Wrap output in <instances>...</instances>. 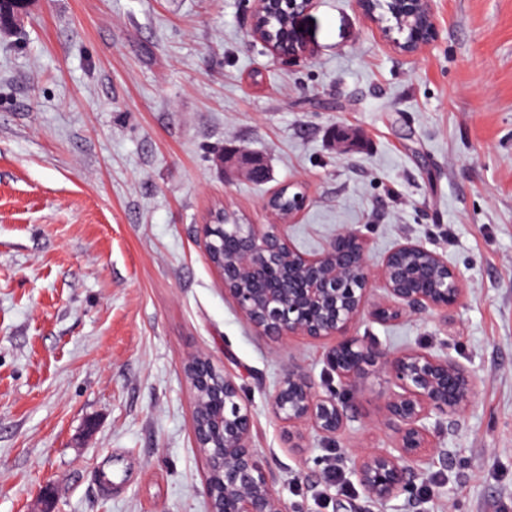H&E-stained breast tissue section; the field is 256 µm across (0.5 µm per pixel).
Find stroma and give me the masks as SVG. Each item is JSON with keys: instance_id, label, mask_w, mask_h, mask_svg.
Here are the masks:
<instances>
[{"instance_id": "obj_1", "label": "stroma", "mask_w": 512, "mask_h": 512, "mask_svg": "<svg viewBox=\"0 0 512 512\" xmlns=\"http://www.w3.org/2000/svg\"><path fill=\"white\" fill-rule=\"evenodd\" d=\"M433 6L438 36L408 56L356 0H313L288 67L250 41L248 0H30L0 35V512H207L194 353L241 385L288 512H512V0ZM229 145L268 178L224 168ZM288 184L306 197L286 228L301 252L353 230L375 267L410 241L466 288L351 330L477 382L435 423L434 464L384 503L353 468L396 443L387 381L362 375L336 439L307 427L290 448L270 398L291 370L338 385L328 344L259 335L204 248L215 212L278 223L267 201ZM106 473L123 480L110 495Z\"/></svg>"}]
</instances>
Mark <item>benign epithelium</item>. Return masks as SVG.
<instances>
[{
  "label": "benign epithelium",
  "mask_w": 512,
  "mask_h": 512,
  "mask_svg": "<svg viewBox=\"0 0 512 512\" xmlns=\"http://www.w3.org/2000/svg\"><path fill=\"white\" fill-rule=\"evenodd\" d=\"M357 5L374 24L386 13L395 20L405 34L403 41L395 42L403 54L418 53L437 36L433 0H357ZM309 6L310 0H254L249 37L263 44L277 62L300 61L306 49L296 35L294 19ZM273 18L284 22V35L275 37L265 27ZM224 162L253 179L266 175L258 157L229 152ZM217 234L237 240L233 260L218 268L224 292L263 335L333 340L326 362L348 391L370 367L387 376L385 408L397 430V443L359 455L355 473L372 499L386 501L404 491L410 466L426 463L436 449V435L427 421L466 410L476 395L475 380L446 358L419 348L387 354L349 335V330L365 314L388 321L403 313H429L457 304L463 296L457 272L442 255L409 241L373 269L366 243L354 231L337 234L316 256L291 246L283 224H208L205 247L213 246ZM278 259L287 262L288 273L271 285L264 269ZM246 277L253 287H234ZM374 282L384 288L387 300L370 308L368 294ZM186 373L194 389V437L205 463L209 512H288L252 448V413L235 377L202 354L187 362ZM271 407L288 423V444L293 448L302 438L299 427L306 425L332 438L348 420L346 398L334 388L318 391L310 377L295 371L279 382Z\"/></svg>",
  "instance_id": "benign-epithelium-1"
}]
</instances>
